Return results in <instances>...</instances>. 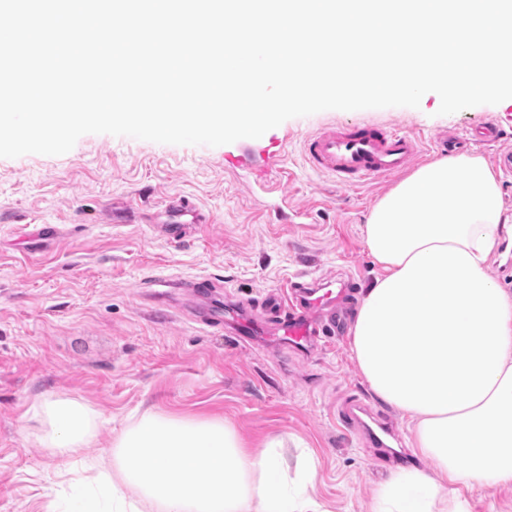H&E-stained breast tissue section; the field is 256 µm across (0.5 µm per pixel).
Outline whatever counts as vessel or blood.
I'll return each mask as SVG.
<instances>
[{"label": "vessel or blood", "mask_w": 512, "mask_h": 512, "mask_svg": "<svg viewBox=\"0 0 512 512\" xmlns=\"http://www.w3.org/2000/svg\"><path fill=\"white\" fill-rule=\"evenodd\" d=\"M304 146L310 165L342 187L401 171L420 151L416 136L368 123L327 127L307 136ZM165 213L169 218L165 234L173 242L181 240L185 225L207 221L195 204L177 196L167 200ZM348 294V286L334 290L318 279L302 278L272 296L263 313L237 304L217 305L202 313L199 321L210 328L226 327L243 342L255 341L259 333H267L295 351L306 353L320 337L335 335L336 308ZM371 411V405L354 394L346 398L339 419L346 430L367 438L381 463L394 465L395 458L381 434L384 420L379 418L370 424L362 419Z\"/></svg>", "instance_id": "b4317fda"}]
</instances>
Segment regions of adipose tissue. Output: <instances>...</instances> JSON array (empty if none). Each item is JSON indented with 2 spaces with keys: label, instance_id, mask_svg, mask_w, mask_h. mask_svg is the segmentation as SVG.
Here are the masks:
<instances>
[{
  "label": "adipose tissue",
  "instance_id": "adipose-tissue-1",
  "mask_svg": "<svg viewBox=\"0 0 512 512\" xmlns=\"http://www.w3.org/2000/svg\"><path fill=\"white\" fill-rule=\"evenodd\" d=\"M506 237L512 216L498 180L465 153L405 177L364 227L380 273L362 293L351 352L435 466L395 471L374 512H470L467 490L512 486V293L489 273ZM41 414L43 443L63 463L97 440L77 402L49 399Z\"/></svg>",
  "mask_w": 512,
  "mask_h": 512
}]
</instances>
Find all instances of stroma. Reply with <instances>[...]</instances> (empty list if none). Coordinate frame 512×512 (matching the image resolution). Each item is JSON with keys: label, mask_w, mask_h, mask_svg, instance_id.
Instances as JSON below:
<instances>
[{"label": "stroma", "mask_w": 512, "mask_h": 512, "mask_svg": "<svg viewBox=\"0 0 512 512\" xmlns=\"http://www.w3.org/2000/svg\"><path fill=\"white\" fill-rule=\"evenodd\" d=\"M419 107L321 111L286 120L252 140L255 167H234L242 141L210 147L86 134L59 156L0 158V512H75L92 503L113 512L95 476L109 470L125 497L140 500L113 468V438L142 416L225 419L247 444L284 436L296 471L311 453L312 497L325 512H371L388 472L375 452L337 420L345 399L364 396L400 437L401 414L376 398L352 357L348 336H327L311 355L273 339L245 345L182 311L184 295L154 299L157 279L208 277L262 308L294 276L351 274L356 291L378 275L363 240L379 200L402 179L336 185L305 162L302 143L327 126L376 123L415 134L411 169L441 159L449 134L460 152L494 162L512 154V103L438 115ZM494 125L499 137L484 140ZM190 198L210 221L173 243L157 229L168 197ZM55 227L54 236L39 232ZM47 399L86 405L99 439L73 471L42 441L35 409Z\"/></svg>", "instance_id": "obj_1"}]
</instances>
